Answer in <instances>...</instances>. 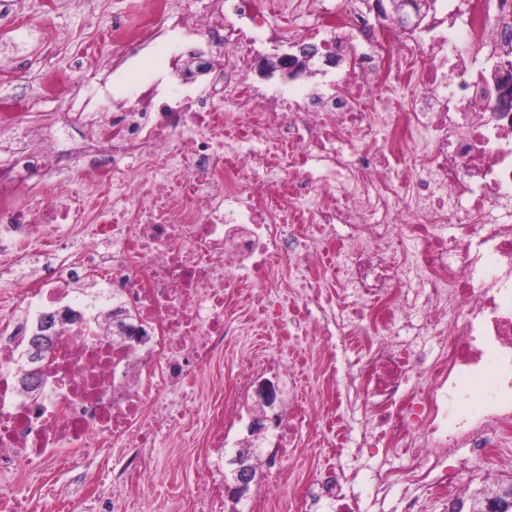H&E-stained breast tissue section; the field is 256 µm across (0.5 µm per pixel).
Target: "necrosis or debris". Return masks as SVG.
<instances>
[{
	"mask_svg": "<svg viewBox=\"0 0 512 512\" xmlns=\"http://www.w3.org/2000/svg\"><path fill=\"white\" fill-rule=\"evenodd\" d=\"M370 2L333 12L335 47L353 64L332 94L301 101L245 80L264 0H134L112 23L113 68L163 38L244 51L202 93L144 78L111 115L69 112L84 133L66 149L0 165V268L19 273L0 308V471L76 465L82 495L45 488L55 512H148L137 492L159 440L237 334L224 303L255 292L280 334L302 324L323 352L362 347L335 380L339 434L357 458L410 460L372 470L374 505L398 486L401 512H422L428 499L459 500L474 468L512 469V112L492 111L486 75L512 0L495 17L483 0H441L425 42L398 20L373 23ZM229 3L242 25L226 22ZM66 158L85 176L61 187ZM38 224L78 225L79 257L56 244L43 255L56 271L38 273L26 249ZM336 255L350 298L340 311L322 279ZM60 311L70 320L34 355L40 316ZM269 376L289 412L233 437ZM313 413L294 365L246 362L209 414L194 512H223L228 448L267 449V489L281 490ZM107 453L104 473L93 461ZM323 499L359 510L334 467L289 493L284 512Z\"/></svg>",
	"mask_w": 512,
	"mask_h": 512,
	"instance_id": "necrosis-or-debris-1",
	"label": "necrosis or debris"
}]
</instances>
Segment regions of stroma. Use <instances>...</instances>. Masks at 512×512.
Listing matches in <instances>:
<instances>
[{"instance_id": "stroma-1", "label": "stroma", "mask_w": 512, "mask_h": 512, "mask_svg": "<svg viewBox=\"0 0 512 512\" xmlns=\"http://www.w3.org/2000/svg\"><path fill=\"white\" fill-rule=\"evenodd\" d=\"M268 2L266 26L258 31L252 47L254 57L260 59L286 51L304 32L317 44L327 45L335 39V31L318 26L315 17L286 14L279 8L280 0ZM127 4L128 0H104L101 8L95 10L81 0H0V113H19L23 127L35 130V137L27 141L30 148L54 151L56 143L50 128L67 111L72 89L78 85H98L104 78L103 62L110 44L101 31L111 27L113 17L123 15ZM203 43V38L197 37L179 43L150 44L126 62L121 73L113 76L112 84L119 91L136 83L170 53L177 54L182 63H189ZM46 66L63 76L51 93L38 86ZM344 71L341 65L325 67L286 79L278 74L263 78L252 69L248 80L267 94L306 92L313 88L328 94ZM227 307L236 313L246 312L247 319L239 336L224 347L222 370L202 373L196 403L159 444V471L147 492L153 512H190L180 492L194 482L197 461L205 454L197 442L207 409L224 398L225 381L234 375L241 361L258 351L284 359L292 356L295 341L279 335L269 324L267 302L245 306L235 299ZM331 440L325 419H317L306 447L297 449L289 462L291 484L301 483L312 470L335 462L347 469L354 468L350 444L336 447Z\"/></svg>"}]
</instances>
